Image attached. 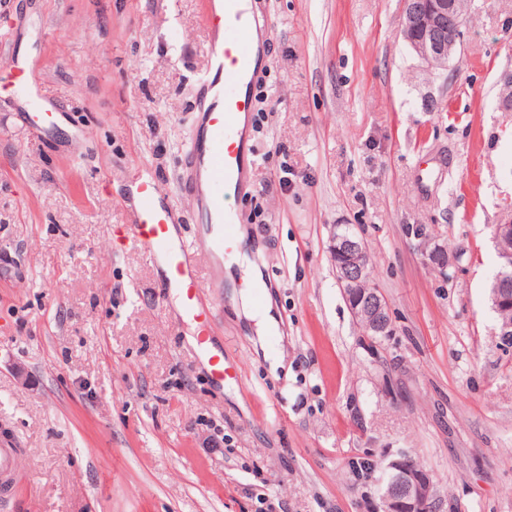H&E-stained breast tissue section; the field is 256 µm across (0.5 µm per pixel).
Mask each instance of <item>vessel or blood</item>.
Instances as JSON below:
<instances>
[{
  "instance_id": "1",
  "label": "vessel or blood",
  "mask_w": 512,
  "mask_h": 512,
  "mask_svg": "<svg viewBox=\"0 0 512 512\" xmlns=\"http://www.w3.org/2000/svg\"><path fill=\"white\" fill-rule=\"evenodd\" d=\"M255 4L256 0H207L204 12L211 39L207 67L197 79L199 96L193 107L184 186L202 224L200 244L219 264L238 254L242 243L243 227L226 201L245 190L250 181V148L241 123L254 110L253 87L262 70L269 32V23ZM7 66L18 90L32 102L27 122L39 130L53 127L58 114L30 84L28 65L13 56ZM134 187L136 204L129 235L152 261L164 267L169 287L181 300L180 318L199 326L197 351L213 384L223 385L230 376L224 354L210 347L216 311L202 299L204 286L216 288L220 282L214 279L206 285L199 279L193 250L172 233L176 211L168 205L158 179L147 171Z\"/></svg>"
}]
</instances>
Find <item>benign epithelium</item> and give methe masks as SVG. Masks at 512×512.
Returning <instances> with one entry per match:
<instances>
[{
	"label": "benign epithelium",
	"instance_id": "1",
	"mask_svg": "<svg viewBox=\"0 0 512 512\" xmlns=\"http://www.w3.org/2000/svg\"><path fill=\"white\" fill-rule=\"evenodd\" d=\"M458 0H404L402 34L411 48L429 65L441 68L462 40ZM499 264L512 268V224L497 225L494 233ZM330 253L340 260L338 281L356 323H367L377 333L391 331L389 308L377 288L363 287L367 255L363 241L334 230ZM374 483L378 485V512H436L437 491L431 474L412 465L404 452L381 464Z\"/></svg>",
	"mask_w": 512,
	"mask_h": 512
}]
</instances>
